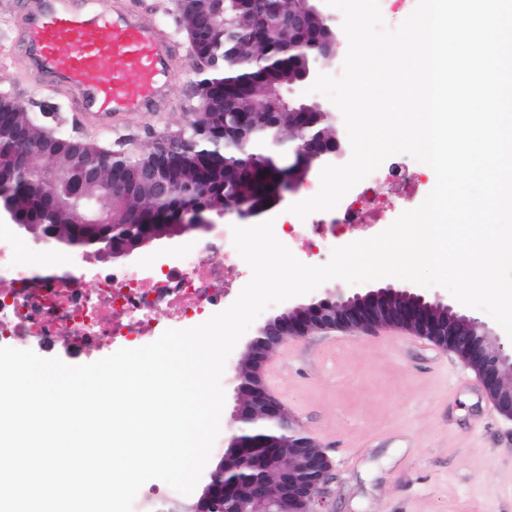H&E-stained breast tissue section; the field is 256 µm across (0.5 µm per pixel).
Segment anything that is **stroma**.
Wrapping results in <instances>:
<instances>
[{"label": "stroma", "instance_id": "35a3bbf8", "mask_svg": "<svg viewBox=\"0 0 512 512\" xmlns=\"http://www.w3.org/2000/svg\"><path fill=\"white\" fill-rule=\"evenodd\" d=\"M19 0H0V95L26 104L61 136L137 154L180 129L197 101L189 43L173 0H117L119 9L166 31L179 53L167 98L113 114L111 127L71 110L27 63ZM400 166L416 181L408 192L387 171ZM426 166L398 153L378 168L380 221L357 228L379 234L433 188ZM267 381L333 465V512H512V419L499 414L475 373L454 353L393 329L316 332L282 345L267 362Z\"/></svg>", "mask_w": 512, "mask_h": 512}]
</instances>
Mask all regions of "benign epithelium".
<instances>
[{
  "mask_svg": "<svg viewBox=\"0 0 512 512\" xmlns=\"http://www.w3.org/2000/svg\"><path fill=\"white\" fill-rule=\"evenodd\" d=\"M318 0H296L294 6L279 13L269 22L290 52L301 53L308 47L317 49V57L326 58L336 48V29L317 6ZM213 13L200 16L197 34L232 40L235 28L217 25L224 0H215ZM211 81L207 73L197 74L194 96L209 104ZM223 107H244L245 121L223 134L200 140L179 141L175 138L160 143V160L155 167L146 166L141 178L150 183L158 197L167 200L174 195L195 196L200 190L181 188L168 163L163 160L165 144H180L185 156H209L221 163L231 160L250 166L260 160L252 154L256 148L269 153H288L294 162L282 174L265 197L249 199L240 195L225 198L220 207L190 206L177 217L160 223L159 209L137 211L129 224L117 225L108 216L90 217L86 205L71 208L75 228V248L106 244V255L114 261L143 256L159 242L189 234L198 229L210 230L215 221L228 214L239 223L248 224L282 199V193L293 190L314 166H325L340 156L338 138L328 139L322 126L332 120L329 110L318 102L288 101L295 106L296 130L283 137L278 129L281 103L266 97L253 98L248 90L231 98L224 97ZM62 139L31 142L20 135L19 154L10 157L18 162L30 152L51 155ZM124 158L107 151L98 155L73 157L75 167L88 180L95 178L97 166ZM65 172L49 163L33 189L43 188L64 178ZM12 186L0 181V219H8L24 232L34 235V242L47 246L54 243L52 214L47 211L39 224L20 221L11 205ZM394 327L407 330L434 346L455 353L479 377L486 396L495 409L512 419V353L485 323L459 313L440 297L433 299L392 285L351 293L338 285L308 301L288 306L268 318L247 341L242 361L250 362L246 373L235 369L232 378L235 406L227 430L224 431V454L217 465L207 471L204 485L195 502L178 510L173 504L167 512H332L328 507L324 486L330 480L332 464L320 450L319 443L298 424L288 406L270 389L265 378V364L274 349L292 338L302 340L314 331L338 328L370 330ZM288 447V453L281 448Z\"/></svg>",
  "mask_w": 512,
  "mask_h": 512,
  "instance_id": "1",
  "label": "benign epithelium"
}]
</instances>
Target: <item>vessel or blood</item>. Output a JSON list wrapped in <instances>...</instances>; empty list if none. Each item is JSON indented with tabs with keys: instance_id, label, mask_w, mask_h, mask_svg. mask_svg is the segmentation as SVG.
<instances>
[{
	"instance_id": "b4317fda",
	"label": "vessel or blood",
	"mask_w": 512,
	"mask_h": 512,
	"mask_svg": "<svg viewBox=\"0 0 512 512\" xmlns=\"http://www.w3.org/2000/svg\"><path fill=\"white\" fill-rule=\"evenodd\" d=\"M26 36L36 68L71 89L86 114L135 112L165 92V37L105 2L83 13L51 0L29 15Z\"/></svg>"
}]
</instances>
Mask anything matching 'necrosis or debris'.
Returning a JSON list of instances; mask_svg holds the SVG:
<instances>
[{
    "label": "necrosis or debris",
    "mask_w": 512,
    "mask_h": 512,
    "mask_svg": "<svg viewBox=\"0 0 512 512\" xmlns=\"http://www.w3.org/2000/svg\"><path fill=\"white\" fill-rule=\"evenodd\" d=\"M373 206L369 189H362L334 210L289 225L282 237L290 250L315 252L325 264L337 228L362 223ZM213 252L207 242L163 267L101 270L89 281L56 257L48 258L46 273L33 272L13 240L0 236V341L51 350L64 338L80 354L107 342L132 346L170 325L205 322L235 301L248 271L232 237L224 239L222 261Z\"/></svg>",
    "instance_id": "necrosis-or-debris-1"
}]
</instances>
